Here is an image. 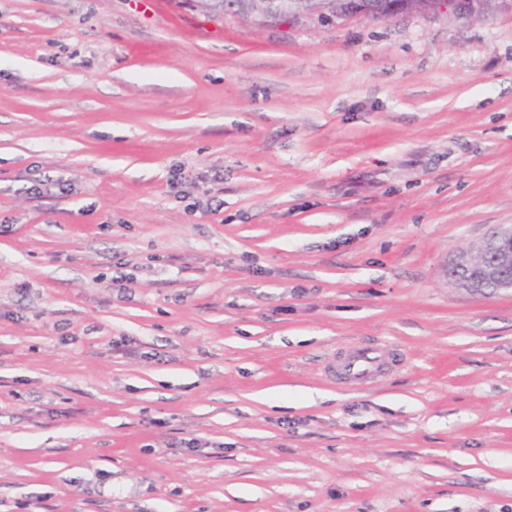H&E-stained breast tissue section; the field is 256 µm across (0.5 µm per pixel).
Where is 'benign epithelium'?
<instances>
[{
	"instance_id": "benign-epithelium-1",
	"label": "benign epithelium",
	"mask_w": 512,
	"mask_h": 512,
	"mask_svg": "<svg viewBox=\"0 0 512 512\" xmlns=\"http://www.w3.org/2000/svg\"><path fill=\"white\" fill-rule=\"evenodd\" d=\"M333 9L330 20L345 24L355 19L385 22L399 15L472 18L484 13L485 0H282L254 18L259 27L286 17L318 19ZM486 279L476 284L455 276L449 280L459 288L478 294L512 290V225L496 227L483 238Z\"/></svg>"
}]
</instances>
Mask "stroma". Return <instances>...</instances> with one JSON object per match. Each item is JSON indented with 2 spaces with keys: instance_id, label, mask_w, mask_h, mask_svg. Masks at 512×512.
<instances>
[{
  "instance_id": "35a3bbf8",
  "label": "stroma",
  "mask_w": 512,
  "mask_h": 512,
  "mask_svg": "<svg viewBox=\"0 0 512 512\" xmlns=\"http://www.w3.org/2000/svg\"><path fill=\"white\" fill-rule=\"evenodd\" d=\"M499 224L511 9L0 0V512H512ZM378 1V2H376ZM279 8H270L254 18L259 27L286 17H307L317 20L333 7L331 21L339 24L355 19L385 22L399 15L421 14L435 17L472 18L484 13V0H285ZM296 4H302L297 7ZM338 4L339 7L336 6ZM484 260L479 261L474 254L468 250L457 251L449 262V265L467 267L472 262L484 264L486 280L476 284L466 279H459L457 276L448 275V264L446 268L447 278L458 288H465L478 294H488L512 290V225H504L493 228L482 240ZM488 286H485V284ZM344 355L341 372L349 381H364L377 370L382 350L376 346H352L338 357Z\"/></svg>"
}]
</instances>
